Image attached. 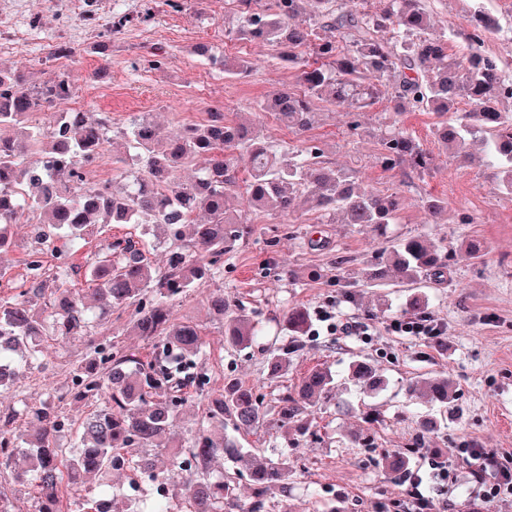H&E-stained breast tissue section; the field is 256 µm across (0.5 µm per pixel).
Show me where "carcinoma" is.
I'll list each match as a JSON object with an SVG mask.
<instances>
[{"mask_svg": "<svg viewBox=\"0 0 512 512\" xmlns=\"http://www.w3.org/2000/svg\"><path fill=\"white\" fill-rule=\"evenodd\" d=\"M383 2L380 12L368 14L347 10L345 0H241L238 35L269 44L278 59L300 67L304 87L301 92L280 90L262 100L260 110L303 131L311 124L315 101L341 103L357 112L376 104L382 88L390 87L394 108L439 116L436 135L458 156L465 158L472 145L481 146L498 168L501 186L512 194V113L499 108L500 102L512 100L501 93L509 77L485 53V43L504 32L500 19L479 0L464 18V49L451 52L448 40L429 36L432 19L426 0ZM300 16L310 23H295ZM317 28L325 35L318 36ZM195 52L230 78L253 70L251 60L217 55L204 43ZM77 96L78 88L61 73L30 87L21 73L0 68V127L14 131L0 135V254L15 248L8 227L24 216L37 225L38 238L50 251L59 240L78 251L97 224H137L145 235L159 227L168 245L167 264L154 268L131 237L107 240L89 268L92 287L76 289L66 287L68 266L58 265L49 273L38 254L29 255L25 282L0 297V337L10 339L8 349L0 348V364H9L15 376L41 356L43 337L90 336L94 322L112 316L114 309L130 312L132 328L144 340L197 355L203 347L199 329L189 320L174 321L171 306L221 272L224 253L248 233L250 213L233 203L242 171L257 215L339 212L344 223L373 233L396 220L395 196L356 186L350 171L322 160L315 141L305 140L291 153L279 152L257 128L228 121L222 112H211L207 120L176 133L164 131L146 115L133 120L125 132L132 152L118 159V176L127 181L124 191L116 194L110 184L86 183L81 168L100 157L112 123L101 113L92 119L86 111H53ZM459 101L468 106L460 117L452 115ZM382 147L388 169L407 162L424 171L433 164L432 155L397 125L386 131ZM201 158L205 166L192 182L177 181L181 168ZM425 208L437 224L448 203L429 196ZM444 249L434 237L402 239L355 272L336 267L335 283L349 299L360 288H405L411 291L406 310L420 312L428 305L422 288L440 274ZM211 306L224 318L226 348L242 350L263 336L242 306L226 305L224 294L212 296ZM310 325L305 309H288L283 325L288 342L276 334L266 344L270 379L288 373ZM156 367L154 361L116 346L105 357L101 345L91 344L72 369L75 395H104L105 404L85 416L68 448L60 442V416L49 399L0 421V465L10 467L18 450L27 459L26 467L11 470L4 481L27 487L38 512H64V494L74 496L90 480L107 479L119 458L130 471L159 479L153 459L142 449L164 441L170 448L168 474L183 475L185 512H268L265 495L273 487L288 492L295 470L286 453L255 463L254 450L239 438L262 427L270 414L306 435L315 414L340 388L335 372L316 367L268 405L253 387L230 378L208 396L204 415L184 445L171 436L180 406L175 385L158 386ZM349 380L370 397L388 384L369 358L359 354L349 365ZM406 393L409 400L441 411L454 401L456 390L453 381L439 376L410 380ZM226 420L235 436L213 440L208 426ZM420 427L412 447L386 455V470L406 471L413 449L424 446L425 434L440 428L441 420L427 416ZM225 454L235 464L234 475L212 477V462ZM186 460L190 467L185 472ZM244 476L254 486V496L240 504L234 478Z\"/></svg>", "mask_w": 512, "mask_h": 512, "instance_id": "obj_1", "label": "carcinoma"}]
</instances>
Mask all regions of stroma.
<instances>
[{"instance_id": "stroma-1", "label": "stroma", "mask_w": 512, "mask_h": 512, "mask_svg": "<svg viewBox=\"0 0 512 512\" xmlns=\"http://www.w3.org/2000/svg\"><path fill=\"white\" fill-rule=\"evenodd\" d=\"M68 0H0V66L25 73L35 85L66 72L79 88L78 109L108 113L112 133L99 167L113 176L115 162L126 152L125 133L134 117L146 114L164 130L173 132L188 123L205 120L210 110H223L227 119L259 126L267 141L290 148L315 140L329 165L355 171L358 179L400 201L399 218L386 237L335 223L325 224L315 212L299 218L256 216L246 241L224 257V272L205 286L191 291L173 306L174 319H189L201 331L205 352L194 359L208 378L205 388H191L177 413L175 431L184 439L200 418L208 393L220 390L227 377L257 386L274 398L281 386L292 385L308 369L329 366L345 377L352 352L367 354L384 372L388 386L375 401L381 421L373 429L372 450L351 447L348 438L365 427L368 401L357 387L340 392L334 402L318 412L314 436L300 437L268 420L248 437L258 459L274 451L287 452L298 470L289 495L269 491V505L289 498L294 512H323L327 499L312 492L332 484L337 502L351 512H382L398 502L399 512L411 507L408 484L392 479L381 457L389 449L406 448L419 432L425 405L409 402L405 388L410 379L444 373L457 389L458 401L445 428L428 435L415 459V468L431 472L444 467L452 474L435 494L437 512H465L473 491L471 467L461 443L477 441L496 454L512 459V196L499 186L496 167L480 152L460 158L446 152L433 135L437 121L429 112L392 115L388 100H380L357 116L358 129H350L345 107L316 103L309 130L295 133L256 105L273 90L299 88V71L275 59L271 47L237 37L241 21L238 0H96L94 25H85L84 13L68 7ZM123 21L121 34L111 35L114 21ZM111 41L110 77L93 80L101 60L96 43ZM65 42L73 56L47 61L49 44ZM204 42L218 53L250 58L251 76L237 80L196 56L193 48ZM397 121L433 154L430 171L403 164L386 169L382 163L381 136L389 121ZM439 197L449 209L472 216L469 224H433L423 208L427 196ZM124 224L106 225L102 234L88 238L71 257L70 287L84 288L85 275L102 238L124 237ZM417 234L444 239L448 270L439 282H429L428 316L445 332L438 341L389 330L392 319L403 316L406 292L387 288L362 289L355 300L344 298L334 284L336 261L361 268L388 243ZM484 249L482 261L466 260L467 241ZM223 290L226 300L242 303L256 313L268 331H276L289 308L324 309L347 321L371 324V334L329 335L317 324L288 375L280 384L266 378L261 346L230 352L224 347V324L209 308L208 298ZM128 313L116 310L99 327L96 340L147 356L152 351L129 330ZM88 344L82 338H48L41 364L20 374L14 386L0 394V418L38 404L49 395L62 396L61 410L81 421L95 400L69 399L70 372L82 360Z\"/></svg>"}]
</instances>
